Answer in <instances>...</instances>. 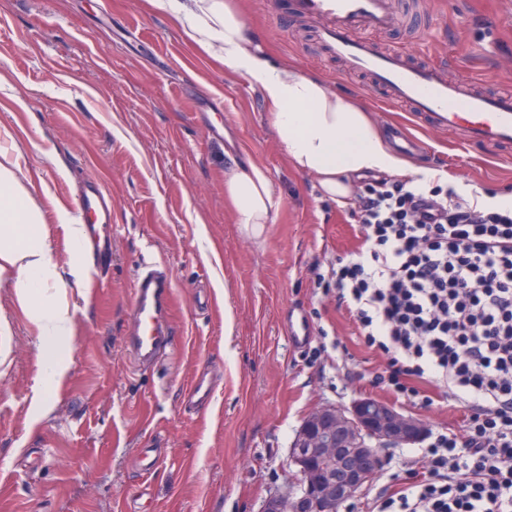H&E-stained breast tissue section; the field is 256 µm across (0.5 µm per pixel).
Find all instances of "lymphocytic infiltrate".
<instances>
[{
  "label": "lymphocytic infiltrate",
  "mask_w": 512,
  "mask_h": 512,
  "mask_svg": "<svg viewBox=\"0 0 512 512\" xmlns=\"http://www.w3.org/2000/svg\"><path fill=\"white\" fill-rule=\"evenodd\" d=\"M357 219L362 251L328 275L387 357L376 384L424 408L429 383L470 403L465 439L437 437L424 475L409 472L377 512H512V211L382 180Z\"/></svg>",
  "instance_id": "lymphocytic-infiltrate-1"
}]
</instances>
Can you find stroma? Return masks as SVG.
<instances>
[{
  "label": "stroma",
  "instance_id": "1",
  "mask_svg": "<svg viewBox=\"0 0 512 512\" xmlns=\"http://www.w3.org/2000/svg\"><path fill=\"white\" fill-rule=\"evenodd\" d=\"M284 2L239 0L272 62L297 64L366 105L383 130L423 141L418 165L512 193V146L470 143L388 104L288 18L274 20ZM396 4L403 22L374 36L379 49L453 63L481 89H512V0ZM216 97L223 111H208ZM0 155L20 168L57 270L89 258L58 218L76 214L77 187L93 181L112 197L111 267L66 286L73 321L58 349L60 385L44 376V340L16 277L0 279V512H258L293 478L288 450L304 417L365 397L426 422L428 440L465 438L459 402L424 409L373 386L385 357L315 283L314 268L360 251L357 204L321 198L316 180L285 162L258 90L146 0H0ZM235 158L266 169L279 197L258 239L224 193ZM146 263L168 271L182 341L139 367L124 338ZM295 308L312 327L301 348L281 325ZM201 371L214 378V400L190 413L183 391ZM155 443L162 460L142 471L140 451ZM379 455V472L346 512H373L421 447Z\"/></svg>",
  "mask_w": 512,
  "mask_h": 512
}]
</instances>
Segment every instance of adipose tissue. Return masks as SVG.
I'll use <instances>...</instances> for the list:
<instances>
[{"label": "adipose tissue", "instance_id": "adipose-tissue-1", "mask_svg": "<svg viewBox=\"0 0 512 512\" xmlns=\"http://www.w3.org/2000/svg\"><path fill=\"white\" fill-rule=\"evenodd\" d=\"M166 12L200 49L226 72L244 76L256 87L286 162L316 177L323 198L347 206L356 179L368 174L410 179L428 187L451 185L479 210H512V193H490L465 183L445 169L416 166L397 153L368 108L330 89L319 77L293 63L273 64L255 43L237 0H147ZM224 191L246 233L261 238L277 208L267 172L253 164H235L224 174ZM40 232V216L16 172L0 163V275L18 272L17 296L44 338L48 379H60L64 365L54 352L69 335L72 313L65 296L42 308L41 290L57 281Z\"/></svg>", "mask_w": 512, "mask_h": 512}]
</instances>
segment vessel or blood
I'll return each instance as SVG.
<instances>
[{"instance_id":"obj_1","label":"vessel or blood","mask_w":512,"mask_h":512,"mask_svg":"<svg viewBox=\"0 0 512 512\" xmlns=\"http://www.w3.org/2000/svg\"><path fill=\"white\" fill-rule=\"evenodd\" d=\"M293 22L311 20L313 36L326 52L351 71L365 73L387 101L425 117L429 126L461 131L471 141L491 147L512 145V94L479 93L459 78H447L443 69L409 62L402 51L378 52L368 33L383 32L396 20L392 0H290ZM85 247L106 255L102 236L112 222V199L98 184L85 185L78 206ZM172 292L166 272L149 266L139 272L126 344L134 361L151 365L165 356L176 333L165 319ZM283 328L294 347L305 346L311 337L307 316L293 310ZM214 386L197 377L183 393V404L193 409L211 402Z\"/></svg>"}]
</instances>
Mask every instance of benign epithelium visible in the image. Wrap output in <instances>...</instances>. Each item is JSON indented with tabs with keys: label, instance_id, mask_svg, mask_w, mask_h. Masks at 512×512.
<instances>
[{
	"label": "benign epithelium",
	"instance_id": "obj_1",
	"mask_svg": "<svg viewBox=\"0 0 512 512\" xmlns=\"http://www.w3.org/2000/svg\"><path fill=\"white\" fill-rule=\"evenodd\" d=\"M426 432L421 420L377 399L318 407L291 446L290 465L299 480L269 495L261 512H341L378 473L377 448L411 445Z\"/></svg>",
	"mask_w": 512,
	"mask_h": 512
}]
</instances>
